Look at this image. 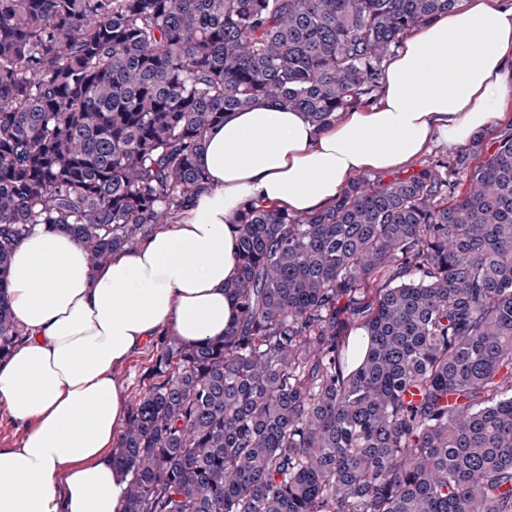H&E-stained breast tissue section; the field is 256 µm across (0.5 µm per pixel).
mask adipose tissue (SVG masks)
I'll list each match as a JSON object with an SVG mask.
<instances>
[{"label": "adipose tissue", "instance_id": "1", "mask_svg": "<svg viewBox=\"0 0 512 512\" xmlns=\"http://www.w3.org/2000/svg\"><path fill=\"white\" fill-rule=\"evenodd\" d=\"M385 82L376 106L322 130L275 103L228 114L199 157L207 190L100 268L63 232L20 243L7 295L28 338L0 363V406L27 433L0 448V512H121L115 371L163 327L191 345L223 337L236 318L224 290L232 219L249 201L310 211L358 171L398 168L433 140L462 145L489 126L512 97V0H460L414 26Z\"/></svg>", "mask_w": 512, "mask_h": 512}]
</instances>
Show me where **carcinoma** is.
<instances>
[{
    "label": "carcinoma",
    "instance_id": "1",
    "mask_svg": "<svg viewBox=\"0 0 512 512\" xmlns=\"http://www.w3.org/2000/svg\"><path fill=\"white\" fill-rule=\"evenodd\" d=\"M459 2L0 0V358L26 335L4 290L36 227L108 262L207 189L225 113L329 127ZM232 224L237 318L156 344L112 452L123 512H512V132Z\"/></svg>",
    "mask_w": 512,
    "mask_h": 512
}]
</instances>
